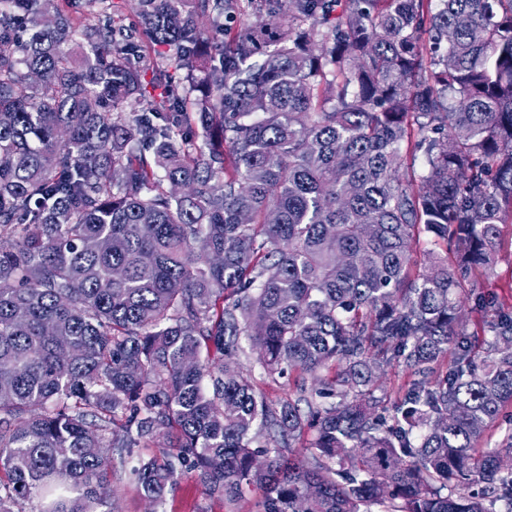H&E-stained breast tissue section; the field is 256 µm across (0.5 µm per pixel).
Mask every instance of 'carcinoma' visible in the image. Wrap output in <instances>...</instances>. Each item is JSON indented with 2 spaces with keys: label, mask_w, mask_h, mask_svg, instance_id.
Masks as SVG:
<instances>
[{
  "label": "carcinoma",
  "mask_w": 512,
  "mask_h": 512,
  "mask_svg": "<svg viewBox=\"0 0 512 512\" xmlns=\"http://www.w3.org/2000/svg\"><path fill=\"white\" fill-rule=\"evenodd\" d=\"M76 2L0 0V512H98L110 449L152 444L153 505L188 466L262 512H512V435L477 447L512 405L478 282L512 223V0H288L227 50L199 19L235 0H134L138 33L87 0L78 39ZM254 375L258 383V388L263 392L269 400H277L283 397H287L288 393L292 396L296 394L293 382L288 381V377L279 379L278 383H269L263 379L260 374V370L256 366L254 368ZM407 380L404 371L398 368L388 369L382 377V390L377 392L378 396H385L388 401H393L398 395L401 387Z\"/></svg>",
  "instance_id": "1"
}]
</instances>
